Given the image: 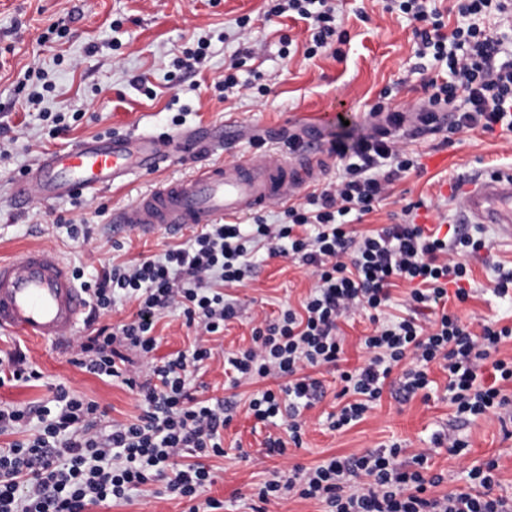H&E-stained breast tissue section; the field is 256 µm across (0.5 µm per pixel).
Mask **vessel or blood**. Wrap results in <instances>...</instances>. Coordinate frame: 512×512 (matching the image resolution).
<instances>
[{"mask_svg": "<svg viewBox=\"0 0 512 512\" xmlns=\"http://www.w3.org/2000/svg\"><path fill=\"white\" fill-rule=\"evenodd\" d=\"M302 148L290 162L241 159L201 167L189 180L142 194L113 211L112 224L144 233L215 224L254 212L273 200H288L326 169L324 150L313 132L301 134ZM200 132L183 129L95 137L63 152L44 155L18 182L16 203L53 202L96 192L132 176L155 171L174 156L198 148ZM461 216L467 224H493L512 240V171H487L466 187ZM89 306L55 250L31 248L0 261V332L49 342L71 335Z\"/></svg>", "mask_w": 512, "mask_h": 512, "instance_id": "b4317fda", "label": "vessel or blood"}]
</instances>
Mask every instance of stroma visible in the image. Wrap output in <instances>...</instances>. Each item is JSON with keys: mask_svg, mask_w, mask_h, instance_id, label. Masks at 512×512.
Masks as SVG:
<instances>
[{"mask_svg": "<svg viewBox=\"0 0 512 512\" xmlns=\"http://www.w3.org/2000/svg\"><path fill=\"white\" fill-rule=\"evenodd\" d=\"M339 8L349 38L341 61L328 54L306 58L304 23L288 17L267 19L265 0H0V142L6 148L0 156V259L31 247H50L61 253L68 267L91 273L112 261L158 257L167 245L192 237V230L116 231L110 224L113 210L164 183L188 179L204 165L243 157L287 160L288 146L280 131L314 127L319 113L330 116L325 125L316 126L323 146L354 141L368 132V110L384 88L392 89L395 103L414 106L420 76L409 22L384 11L380 0H341ZM242 16L249 19L243 29L235 24ZM286 35L296 47L285 58L281 39ZM202 37L209 41L203 66L180 73L176 59L188 43ZM242 48L249 57L240 68V79L260 75L266 94L223 92L225 70ZM149 88L154 97L146 96ZM44 111L78 112L82 118L66 134L51 138L39 118ZM176 115L182 128L198 129L211 138L225 136L226 149L175 159L157 172L133 176L102 193L14 204V182L43 154L113 132H169ZM408 148L420 163L419 171L397 181L386 204L364 217L363 227L388 223L391 214L410 202L417 205L411 215L414 223L448 224L461 216L454 189L464 188L480 171L512 169V133L499 130L465 131L450 146L427 135ZM439 150L448 163L431 167L429 158ZM68 224L93 225L92 240L72 242L64 231ZM484 231L488 248L470 260L474 282L463 310L476 318L494 314L508 324L512 302L495 297L486 286L495 264L512 262V243L494 226ZM312 286L301 264L276 257L259 262L243 284L227 287L238 316L226 324L223 335L211 338L214 357L193 375L199 397H223L237 404L224 431L223 456L205 461L213 475L206 496L223 502V512H251L257 486L272 472L395 444L406 456L424 454L429 472L444 475L445 492L470 490L467 467L497 460L499 483L494 492L512 497V437L505 436L493 415L457 419L448 402V377L438 369L431 373L429 397L418 394L405 400L394 387H385L365 418L341 433L330 430L326 421L341 386L335 374L323 373L325 396L309 413L302 447H287L281 456L265 455L268 436L278 430L256 423L247 407L254 393L277 382L269 378L230 386L224 353L250 345L259 322L277 318L285 308H300ZM156 333L160 341L153 356L159 361L187 349L196 336L175 310L162 315ZM16 349L41 370L43 379L30 386L0 387V402L43 401L50 385L63 383L107 407L112 418L138 415L135 398L125 387L105 383L72 364L69 343L52 347L0 334V350ZM438 431L465 441L464 450L436 446L432 436ZM185 508V502L168 495L164 482L158 481L142 486L128 502L95 506L91 512Z\"/></svg>", "mask_w": 512, "mask_h": 512, "instance_id": "obj_1", "label": "stroma"}]
</instances>
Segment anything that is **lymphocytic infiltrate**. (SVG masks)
<instances>
[{"mask_svg": "<svg viewBox=\"0 0 512 512\" xmlns=\"http://www.w3.org/2000/svg\"><path fill=\"white\" fill-rule=\"evenodd\" d=\"M457 2L459 21L450 29L431 0H384L385 11H400L413 27L415 55L427 73L422 96L415 109L406 110L382 90L369 110L371 133L331 144L339 162L336 181L289 204L285 223L208 224L160 257L114 264L89 280L75 269L90 300L91 329L74 337L73 362L125 386L136 395L140 413L130 421L109 419L97 401L61 383L51 386L50 403L0 404V434L19 436L0 449V512H89L107 501L130 500L157 480L186 502V512H220L221 502L203 495L212 475L201 460L223 456L233 406L198 399L191 376L212 356L207 337L237 314L225 285L244 280L263 248L272 257L297 259L314 280L302 312L284 310L276 323L256 328L251 347L224 355L236 379L281 380L278 388L257 391L248 407L257 422L287 432L283 439L268 438L267 455L302 446L304 412L322 395L311 373L323 368L337 369L342 383L344 402L328 416L334 431L363 418L397 367L409 396L429 389L432 367L446 370L456 416L512 408V395L502 388L512 383V360L497 356L500 345L512 340V326L494 316L475 324L448 308L449 301L462 305L471 297L468 259L486 249L483 234L457 229L441 235L409 221V205L403 209L406 221L365 232L354 227L385 200L390 185L417 170L408 139L438 135L449 144L466 130L512 131V29L498 25L512 17V0ZM287 11L308 24L307 57L327 50L343 57L348 34L338 26L332 0H279L269 13ZM401 283L408 288L404 313L386 316L391 290ZM122 301L136 302L132 318L101 323ZM169 309L180 311L202 338L158 362L154 330ZM357 311L373 329L363 339V362L343 370L338 321ZM133 352L143 357L141 366L130 365ZM182 449L196 455V462H176ZM402 453L394 445L333 456L313 467L293 465L264 481L254 512H267V505L291 495L319 501L324 512H512V498L493 493L496 461L469 469L475 492L441 494L444 478L426 474L424 456L406 462Z\"/></svg>", "mask_w": 512, "mask_h": 512, "instance_id": "obj_1", "label": "lymphocytic infiltrate"}]
</instances>
